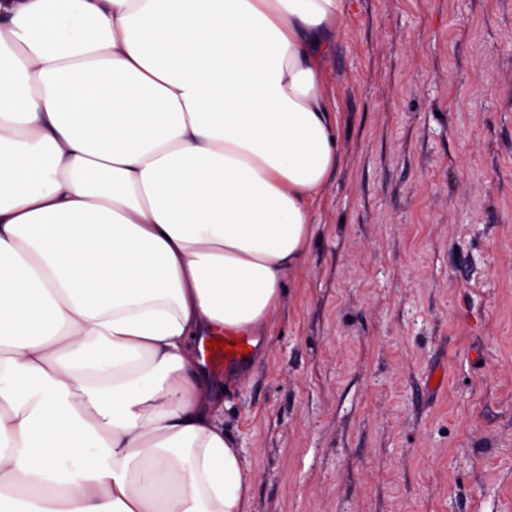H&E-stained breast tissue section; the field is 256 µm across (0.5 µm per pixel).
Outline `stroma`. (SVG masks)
<instances>
[{
  "label": "stroma",
  "mask_w": 512,
  "mask_h": 512,
  "mask_svg": "<svg viewBox=\"0 0 512 512\" xmlns=\"http://www.w3.org/2000/svg\"><path fill=\"white\" fill-rule=\"evenodd\" d=\"M342 158L267 356L251 512H512V0H351Z\"/></svg>",
  "instance_id": "obj_1"
}]
</instances>
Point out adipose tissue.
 <instances>
[{"instance_id": "adipose-tissue-1", "label": "adipose tissue", "mask_w": 512, "mask_h": 512, "mask_svg": "<svg viewBox=\"0 0 512 512\" xmlns=\"http://www.w3.org/2000/svg\"><path fill=\"white\" fill-rule=\"evenodd\" d=\"M349 5L0 0V512H251L199 351L302 270Z\"/></svg>"}]
</instances>
